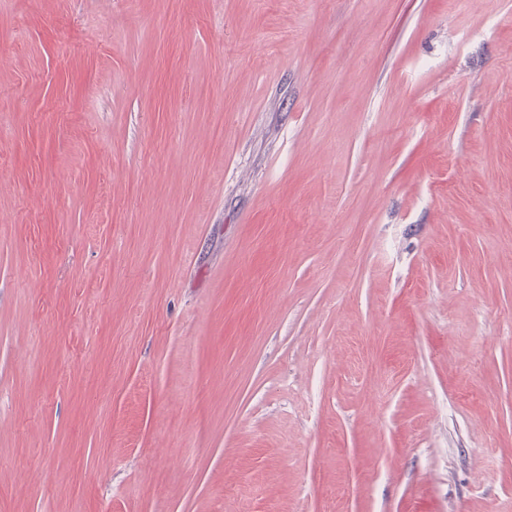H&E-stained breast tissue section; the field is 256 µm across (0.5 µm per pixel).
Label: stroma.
Segmentation results:
<instances>
[{"label":"stroma","mask_w":512,"mask_h":512,"mask_svg":"<svg viewBox=\"0 0 512 512\" xmlns=\"http://www.w3.org/2000/svg\"><path fill=\"white\" fill-rule=\"evenodd\" d=\"M0 512H512V0H0Z\"/></svg>","instance_id":"1"}]
</instances>
